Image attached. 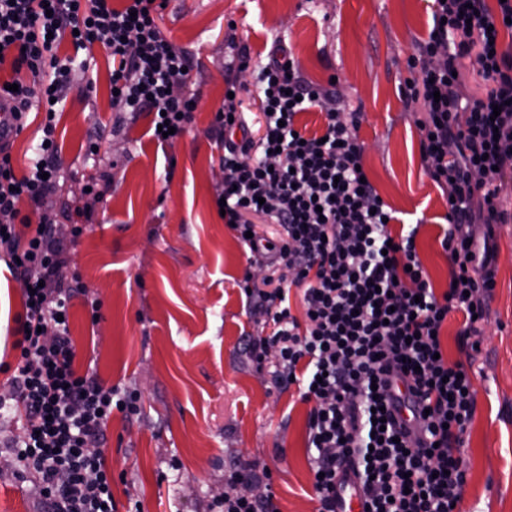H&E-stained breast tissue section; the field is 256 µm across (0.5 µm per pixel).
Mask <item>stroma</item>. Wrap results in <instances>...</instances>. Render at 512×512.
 <instances>
[{"label":"stroma","instance_id":"obj_1","mask_svg":"<svg viewBox=\"0 0 512 512\" xmlns=\"http://www.w3.org/2000/svg\"><path fill=\"white\" fill-rule=\"evenodd\" d=\"M159 24L190 56L199 97L186 134L162 146L151 116L112 110V61L95 48L87 97L69 93L55 137L62 177L43 207L67 243L77 280L69 336L80 364L95 362L112 386L136 391L138 413L113 412L103 447L118 512H210L236 460L268 472L281 512H317L307 451L310 409L296 387L277 386L244 349L262 333L243 292L249 254L219 217L223 144L212 133L227 67L241 55L265 62L285 42L302 77L337 106L361 112L363 167L395 212L389 229L418 225L417 251L436 293L448 288L441 246L448 191L420 152L421 107L406 95L419 72L410 58L428 35L430 0H163ZM100 156L85 158L89 140ZM112 188L92 203V220L72 237L71 214L89 178ZM495 287L468 354L451 313L442 329L449 362H472L474 414L463 459L468 483L455 512H512V222L496 228ZM101 303L92 320L88 300ZM23 284L0 269V390L20 352L16 319ZM0 458V512H36L33 478L16 479Z\"/></svg>","mask_w":512,"mask_h":512}]
</instances>
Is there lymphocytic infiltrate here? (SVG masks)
I'll return each mask as SVG.
<instances>
[{
	"label": "lymphocytic infiltrate",
	"mask_w": 512,
	"mask_h": 512,
	"mask_svg": "<svg viewBox=\"0 0 512 512\" xmlns=\"http://www.w3.org/2000/svg\"><path fill=\"white\" fill-rule=\"evenodd\" d=\"M432 2L428 36L411 60L420 77L408 90L424 112L425 169L452 198L441 245L453 283L443 294L429 283L416 230L392 237L391 209L360 180L359 112L324 108L319 136L297 128L301 112L324 107V94L303 81L283 44L258 67L254 85L226 78L230 96L212 126L224 145V220L272 270L244 288L251 310L272 324L270 335L249 338V351L261 363L276 350L275 381L297 386L311 405L307 448L319 512H336L337 487L349 473L364 512H454L467 481L460 446L474 413L473 378L442 357L441 329L459 311V337L479 335L495 286L493 227L504 221L497 183L512 162V51L494 43L512 18V0L495 12L486 0ZM66 39L78 50L107 52L113 107L174 127L167 144L185 134L197 94L188 87L192 63L163 33L151 0L119 8L112 0H0V65L35 78L13 93L0 85V96L18 101V125L32 105L46 112L28 174H15L10 145H0V261L31 287L18 319L11 394L0 397V414L20 413L25 422L6 446L17 471L36 473L42 512H117L102 446L113 412L137 411L138 397L107 385L95 368H76L66 321L73 288L63 282L67 261L52 218L41 212L27 240L15 232L20 199L39 207L56 187L57 102L93 87L73 59L57 56ZM467 66L487 83L481 97L463 89ZM253 96L263 117L257 137L243 105ZM259 219L280 226L277 240L256 234ZM475 224L485 225L482 238H473ZM295 289L301 321L291 313ZM380 407L381 427L372 423ZM260 479L250 464L230 467L212 512H280L273 494L242 493Z\"/></svg>",
	"instance_id": "obj_1"
}]
</instances>
